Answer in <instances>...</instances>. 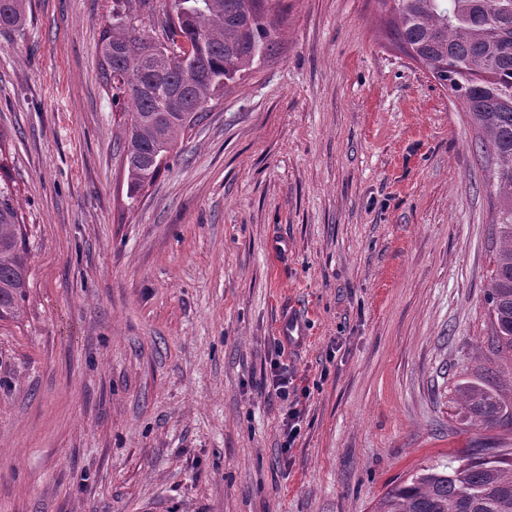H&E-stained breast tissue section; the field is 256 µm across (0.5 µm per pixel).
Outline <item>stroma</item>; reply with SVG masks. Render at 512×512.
<instances>
[{
    "mask_svg": "<svg viewBox=\"0 0 512 512\" xmlns=\"http://www.w3.org/2000/svg\"><path fill=\"white\" fill-rule=\"evenodd\" d=\"M283 2L273 54L134 201L98 64L112 0H27L0 31L29 262L0 321V512H371L488 439L453 431L490 334L477 132L377 0ZM279 336L288 343V346H296L306 336L305 323L301 316L289 312L281 318L279 324Z\"/></svg>",
    "mask_w": 512,
    "mask_h": 512,
    "instance_id": "stroma-1",
    "label": "stroma"
}]
</instances>
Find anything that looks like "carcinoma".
I'll list each match as a JSON object with an SVG mask.
<instances>
[{
	"mask_svg": "<svg viewBox=\"0 0 512 512\" xmlns=\"http://www.w3.org/2000/svg\"><path fill=\"white\" fill-rule=\"evenodd\" d=\"M155 15L150 0H120L102 27L100 69L112 100L131 105L117 144L135 198L156 180L179 139L199 124L208 104L274 49L268 13L280 0H168ZM388 10L391 40L463 104L481 131L487 184L499 200V247L485 302L489 352L506 354L512 372V0H377ZM147 12L154 37L137 26ZM26 20L25 0H0V28ZM185 48L168 63L166 44ZM0 137V320L18 319L26 297L18 189ZM479 379L456 390L463 428L512 431V375L477 366ZM372 512H512V443L478 441L393 484Z\"/></svg>",
	"mask_w": 512,
	"mask_h": 512,
	"instance_id": "obj_1",
	"label": "carcinoma"
}]
</instances>
